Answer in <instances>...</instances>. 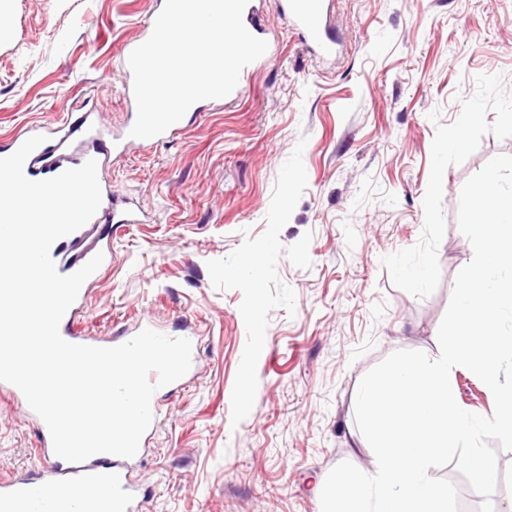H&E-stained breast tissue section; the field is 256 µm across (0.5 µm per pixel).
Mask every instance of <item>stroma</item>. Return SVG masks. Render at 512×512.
Masks as SVG:
<instances>
[{
  "label": "stroma",
  "instance_id": "1",
  "mask_svg": "<svg viewBox=\"0 0 512 512\" xmlns=\"http://www.w3.org/2000/svg\"><path fill=\"white\" fill-rule=\"evenodd\" d=\"M158 0H11L0 31V141L89 102L119 129L126 44ZM271 60L235 102L204 103L172 143L105 171L144 224H98L112 263L81 332L145 318L199 339L196 368L159 403L135 462L144 512H321L330 470H369L355 424L361 377L399 349L439 353L438 328L472 258L458 226L465 181L512 154V0H331L335 61L307 51L261 0ZM467 145L446 150L457 132ZM262 262L246 283L245 259ZM429 264L411 284L405 270ZM455 399L485 417L469 370ZM37 427L0 396V478L37 474Z\"/></svg>",
  "mask_w": 512,
  "mask_h": 512
}]
</instances>
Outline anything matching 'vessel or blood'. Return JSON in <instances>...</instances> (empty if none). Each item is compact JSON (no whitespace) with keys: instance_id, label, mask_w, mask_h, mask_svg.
<instances>
[{"instance_id":"1","label":"vessel or blood","mask_w":512,"mask_h":512,"mask_svg":"<svg viewBox=\"0 0 512 512\" xmlns=\"http://www.w3.org/2000/svg\"><path fill=\"white\" fill-rule=\"evenodd\" d=\"M285 11L312 56L320 60L335 58L337 43L329 25L327 0H285ZM35 135L44 136L45 141L24 165L25 176L34 181L54 178L90 159L96 160L98 169H105L111 156L123 155L134 142L125 131L106 136L98 112L89 110L52 126H31L18 131L11 140L10 150H17ZM101 195L93 223H141L143 213L134 202H116L106 188ZM81 237V232L76 231L52 245L51 257L60 274L69 275L78 270V263L64 260L63 251L66 245ZM85 301V294H78L60 322L59 331L66 341L97 347H114L128 341L125 333L105 340L79 332L76 321L85 311ZM39 432L37 454L47 477L38 486L50 496L53 512H140L138 489L131 480L132 459L100 453L84 462L71 463L55 454L47 426H40ZM29 489V483L1 478L0 512H33Z\"/></svg>"}]
</instances>
